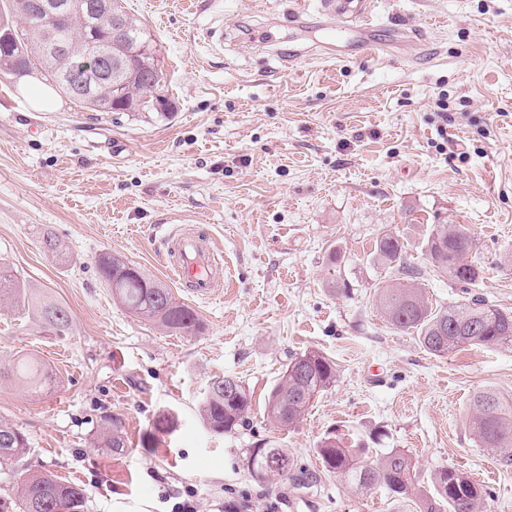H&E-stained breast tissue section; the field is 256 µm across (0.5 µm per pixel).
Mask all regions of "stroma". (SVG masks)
<instances>
[{"mask_svg":"<svg viewBox=\"0 0 512 512\" xmlns=\"http://www.w3.org/2000/svg\"><path fill=\"white\" fill-rule=\"evenodd\" d=\"M295 0H123L161 46L168 118L95 112L56 94L33 109L20 78L0 73V263L71 312L58 336L0 307V418L29 441V468L88 488L87 512H421L432 479L455 468L512 512V463L479 447L466 420L491 389L512 406V347L439 358L376 309L397 273L373 258L390 233L405 243L431 307L479 297L512 310V0H381L382 20L419 33L396 53L281 60L323 42L299 30ZM268 27L273 45L252 35ZM224 33L209 42L207 28ZM438 224L467 225L478 282L437 275L426 243ZM194 233L222 252L220 297L192 296L165 268L167 240ZM53 236L62 254L48 251ZM123 257L199 316L196 335L167 334L112 300L97 266ZM315 350L335 382L295 427L264 414L291 358ZM53 377L31 394L13 364ZM252 393L245 426L223 435L199 415L210 380ZM172 414L173 431L154 421ZM120 418L126 446L100 445ZM372 463L407 453L408 497L363 492L326 471L328 432ZM285 448L310 480L259 481L249 450Z\"/></svg>","mask_w":512,"mask_h":512,"instance_id":"stroma-1","label":"stroma"}]
</instances>
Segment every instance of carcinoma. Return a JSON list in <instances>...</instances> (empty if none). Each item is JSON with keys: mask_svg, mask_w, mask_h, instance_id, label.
I'll return each mask as SVG.
<instances>
[{"mask_svg": "<svg viewBox=\"0 0 512 512\" xmlns=\"http://www.w3.org/2000/svg\"><path fill=\"white\" fill-rule=\"evenodd\" d=\"M37 0H11V14L20 23L0 18V71L12 75L34 69L85 108L97 112H147L152 100L161 97L164 72L157 59L155 39L146 26L113 0L110 15L95 18L96 40L112 45L110 65L122 71L111 83L96 71L64 75L60 57L46 53L48 38H57L65 53L78 61L90 51L85 8L96 0H81L82 9L45 18ZM474 238L464 224H437L427 240V255L437 272L457 283L472 284L481 267L468 260ZM404 243L385 234L377 239L374 257L386 267H395L403 281L387 285L378 293V306L386 322L399 330H412L420 346L435 357H446L467 346H512V312L489 307L475 298L434 310L415 284V272L403 261ZM98 267L112 290V299L129 313L172 334H189L199 329L196 312L179 301L171 289L140 267L111 254L98 260ZM0 306L27 309L42 327L64 335L71 326L67 308L52 297L36 291L8 267L0 266ZM16 373L30 390L41 394L50 378L34 358L17 361ZM335 363L320 351H310L287 364L280 380L266 398L267 417L280 426L297 425L315 395L334 383ZM252 394L231 376L212 380L201 402V418L208 430L224 434L246 424ZM468 426L481 448L512 460V414L491 391L478 393L472 403ZM104 447L119 450L125 439L117 420L104 432ZM267 456L249 458V470L261 480L272 474L291 476V459L285 448L264 440ZM28 441L14 423L0 420V470L14 469L25 457ZM324 468L336 472L366 491L385 489L393 497L409 495L414 485V465L402 451L389 450L374 465L356 461L343 438L325 436L318 445ZM434 495L423 501V512H488V492L475 485L465 473L444 468L433 478ZM19 512H84L89 490L46 473L23 476L16 491Z\"/></svg>", "mask_w": 512, "mask_h": 512, "instance_id": "carcinoma-1", "label": "carcinoma"}]
</instances>
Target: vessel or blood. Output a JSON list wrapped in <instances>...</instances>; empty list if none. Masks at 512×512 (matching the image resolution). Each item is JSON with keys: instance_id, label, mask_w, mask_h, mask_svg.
Wrapping results in <instances>:
<instances>
[{"instance_id": "obj_1", "label": "vessel or blood", "mask_w": 512, "mask_h": 512, "mask_svg": "<svg viewBox=\"0 0 512 512\" xmlns=\"http://www.w3.org/2000/svg\"><path fill=\"white\" fill-rule=\"evenodd\" d=\"M328 17L338 21L331 49L339 58L357 50L381 56L413 41L406 28L380 22L376 0H320L314 10L306 0H298L293 11L295 23L302 27L320 24ZM166 263L179 285L188 287L192 295L206 298L216 294L219 262L209 243L189 233L180 234L173 240Z\"/></svg>"}]
</instances>
